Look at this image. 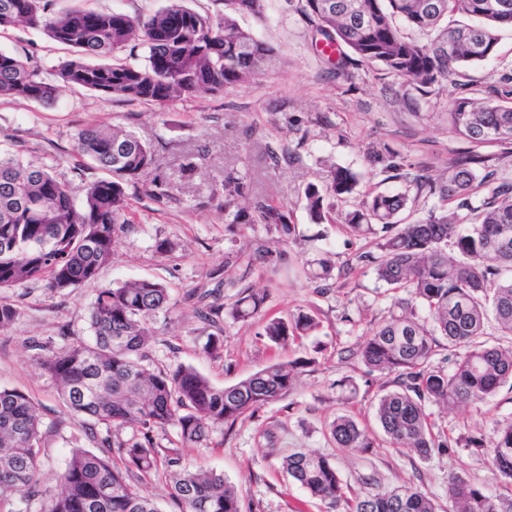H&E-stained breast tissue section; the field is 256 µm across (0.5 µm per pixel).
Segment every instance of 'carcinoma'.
Here are the masks:
<instances>
[{"label": "carcinoma", "mask_w": 512, "mask_h": 512, "mask_svg": "<svg viewBox=\"0 0 512 512\" xmlns=\"http://www.w3.org/2000/svg\"><path fill=\"white\" fill-rule=\"evenodd\" d=\"M224 5V16L214 20L186 0H167L153 15L136 20L84 8L55 13L52 0H0L1 29L24 24L74 49L48 77L29 61L0 52V98L48 104L61 84L159 106L221 94L261 72L272 56V48L236 20L240 14L262 17V0H224ZM297 11L328 43L384 66L421 92L459 67L493 57L498 33L512 29V0H298ZM451 14L475 23L444 24ZM138 36L144 61L108 62ZM448 125L472 143L512 144V106L479 105L462 97L452 104ZM76 140L81 155L108 174L87 182L79 202L64 173L0 150V290L42 280L55 293L71 292L112 262L127 226L128 187L152 174L156 154L133 132L109 126L84 127ZM478 164L466 156L448 163V175L440 180L419 181L442 201L475 214L473 222L443 208L420 223L402 224L398 216L406 196L383 193L345 213L344 221L354 236L374 246L357 260L403 292L358 351L368 371L396 374L395 388L376 397L384 433L395 447L425 460L456 448L487 452L496 487L449 476L451 512H512V495L498 492L512 487V423L497 427L488 439H454L435 429L427 412L430 403L454 409L484 401L505 385L512 389V348L490 342L487 332L492 317L500 335L512 336V182L473 205L471 198L487 179L478 174ZM358 183L351 169L331 167L322 186L305 189L310 220L324 223L334 201L353 194ZM243 196L241 179L224 175V209ZM233 222L264 224L276 233L270 245L257 248L269 262L282 258L276 246L294 232L290 210L265 202L236 209ZM313 264L312 278L333 279L335 262L323 257ZM266 298L246 288L228 312L246 320ZM168 303V289L156 281L100 288L89 310L91 341L38 357L65 406L91 421L86 429L107 428L94 448L71 449L57 490L46 497L38 488L39 411L23 392L0 389V512H160L131 483L151 475L164 476L178 512H243L239 493L224 476L202 465L182 466L181 449L201 445L286 395L312 361L271 364L224 388L192 367L151 370L144 365L155 341L148 318L168 310ZM420 309L427 319H420ZM17 316L14 304L1 299L0 330ZM316 327L314 317L300 312L268 321L264 335L281 345ZM443 346L452 356L448 369L432 363ZM127 428L133 434L124 439ZM170 428L178 437L173 448L157 442V435ZM329 432L343 451L373 447V439L350 416L337 417ZM270 455L324 505L323 512H436L433 499L417 486L353 494L324 455L273 444ZM115 456L123 467L114 465Z\"/></svg>", "instance_id": "obj_1"}]
</instances>
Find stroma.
I'll list each match as a JSON object with an SVG mask.
<instances>
[{"label":"stroma","mask_w":512,"mask_h":512,"mask_svg":"<svg viewBox=\"0 0 512 512\" xmlns=\"http://www.w3.org/2000/svg\"><path fill=\"white\" fill-rule=\"evenodd\" d=\"M239 25L272 45L276 56L262 72L219 95L185 98L165 107L106 98L78 88H60L54 101L40 105L0 99V149L21 152L37 165L71 174L75 198L83 180L99 177L83 161L75 136L83 127L117 124L150 143L157 177L169 194L158 198L150 185L129 188V226L109 265L94 281L70 293H53L31 282L5 291L19 316L0 333V388L24 392L43 418L40 480L55 491L69 451L89 447L86 419L66 410L55 382L38 366L40 352L89 340V308L98 289L128 280L150 279L170 291L169 310L149 318L156 334L148 365L173 370L191 366L215 386L230 385L272 363L311 360L287 396L238 420L227 433L214 434L197 448L183 449V464H199L223 474L241 495L244 512H320L297 484L287 481L277 459L267 454V433L279 447L305 448L333 459L341 478L357 494L416 485L448 512V476L492 484L489 458L465 448L424 460L394 447L378 425L374 400L389 374L367 372L356 351L388 315L395 297L371 266L358 262L368 251L343 224L312 223L304 190L322 185L330 166H343L360 178L355 193L337 202L344 215L376 193L404 194V223L423 220L441 209L439 196L415 182L439 178L449 161L472 152L487 170L512 180V144L475 145L448 126L454 99L482 103L512 101V31L499 34L496 57L460 70L421 94L382 66L349 56L337 68L323 36L296 10L294 0H264L263 15L240 16ZM0 51L47 68L71 56L70 48L43 32L17 25L0 33ZM283 154L272 164L269 151ZM242 177L249 197L292 209L295 232L286 260L267 262L254 253L257 242L271 240L263 224L229 223L224 211L225 172ZM168 240L175 248L160 251ZM331 255L341 276L321 288L310 276L309 261ZM266 293L262 311L248 320L230 317L225 308L244 288ZM211 290L219 310L217 327L195 314L193 294ZM314 316L309 336L285 345L268 341L263 328L272 318L298 312ZM224 342L221 356H209L211 332ZM438 428L450 436H491L497 425L512 422V391L446 410L429 405ZM353 416L368 430L374 446L364 454L336 448L329 424Z\"/></svg>","instance_id":"35a3bbf8"}]
</instances>
